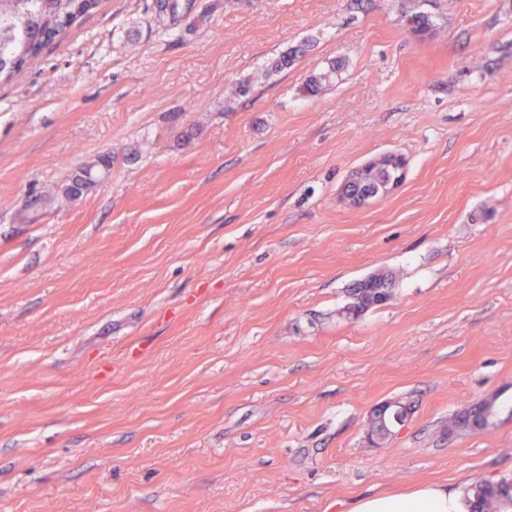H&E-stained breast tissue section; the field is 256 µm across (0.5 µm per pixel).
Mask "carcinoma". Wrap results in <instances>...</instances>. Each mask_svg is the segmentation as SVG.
Instances as JSON below:
<instances>
[{
    "instance_id": "1",
    "label": "carcinoma",
    "mask_w": 512,
    "mask_h": 512,
    "mask_svg": "<svg viewBox=\"0 0 512 512\" xmlns=\"http://www.w3.org/2000/svg\"><path fill=\"white\" fill-rule=\"evenodd\" d=\"M99 6V0H0V79L9 80L73 24L89 16ZM158 20L176 21L188 14L185 0H154ZM111 158L101 156L94 163L85 164L72 174L63 193L69 198L78 195L75 185L86 181L99 166H110ZM395 161L382 159L355 170L356 185L362 190L388 178ZM496 399L485 398L466 408L448 422V431L467 427V420L487 414L483 427L496 415ZM473 508L471 512H503L512 507V480L491 481L474 479L467 489Z\"/></svg>"
}]
</instances>
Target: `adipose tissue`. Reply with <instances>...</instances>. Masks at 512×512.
<instances>
[{"label":"adipose tissue","mask_w":512,"mask_h":512,"mask_svg":"<svg viewBox=\"0 0 512 512\" xmlns=\"http://www.w3.org/2000/svg\"><path fill=\"white\" fill-rule=\"evenodd\" d=\"M355 512H469L466 496L438 485L361 498Z\"/></svg>","instance_id":"1"}]
</instances>
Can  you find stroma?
I'll list each match as a JSON object with an SVG mask.
<instances>
[{
    "instance_id": "stroma-1",
    "label": "stroma",
    "mask_w": 512,
    "mask_h": 512,
    "mask_svg": "<svg viewBox=\"0 0 512 512\" xmlns=\"http://www.w3.org/2000/svg\"><path fill=\"white\" fill-rule=\"evenodd\" d=\"M387 153L403 181L341 203ZM381 272L390 302L346 316ZM477 475L512 478V0H197L168 28L101 0L0 82V512H352ZM111 158L110 156H101L98 158V160L94 163L85 164L82 167L78 168V170L72 174V176L69 178V182L64 190L63 193L65 196L69 198H73L77 195H79V190H77L74 185H76L77 181L85 182L87 179L84 177L83 174L92 177L94 169L97 171L98 166H102L103 168L110 167ZM495 405L496 399L494 397L485 398L470 405L463 412L455 415L454 418L448 422L449 432L453 433L456 428L471 429L467 425L466 421L473 416H478L483 413H488L487 418L483 422V427L487 428L490 424V420L496 415ZM411 416L407 404L389 401L375 407L370 416L371 439H384L405 426Z\"/></svg>"
}]
</instances>
